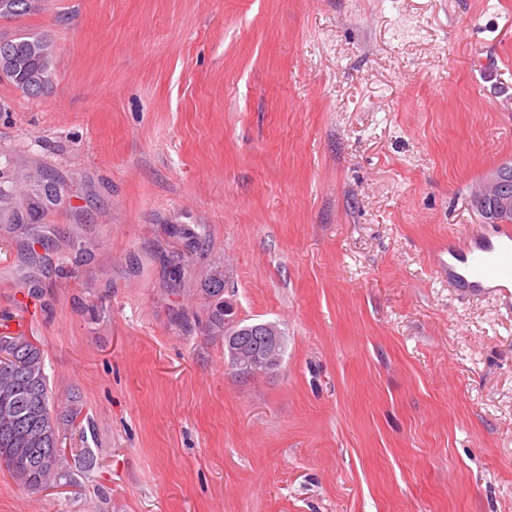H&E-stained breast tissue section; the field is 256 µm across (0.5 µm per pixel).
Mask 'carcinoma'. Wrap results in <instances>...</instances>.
<instances>
[{
    "label": "carcinoma",
    "instance_id": "1",
    "mask_svg": "<svg viewBox=\"0 0 512 512\" xmlns=\"http://www.w3.org/2000/svg\"><path fill=\"white\" fill-rule=\"evenodd\" d=\"M42 0H0V17L36 13ZM11 58L0 57V66L12 71L6 81L23 93L42 95L52 85L53 45L45 36L20 33ZM39 87L38 92L32 88ZM14 186L0 177V211L18 215ZM185 252L177 256L174 275H181L187 255L200 245L199 234L189 227L177 229ZM51 393L42 349L24 336H0V460L12 477L33 492L71 482L62 440L80 414L72 403L50 408Z\"/></svg>",
    "mask_w": 512,
    "mask_h": 512
}]
</instances>
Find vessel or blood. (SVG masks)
I'll use <instances>...</instances> for the list:
<instances>
[{"label": "vessel or blood", "instance_id": "obj_1", "mask_svg": "<svg viewBox=\"0 0 512 512\" xmlns=\"http://www.w3.org/2000/svg\"><path fill=\"white\" fill-rule=\"evenodd\" d=\"M448 279L473 296L512 295V225H496L464 248L449 247Z\"/></svg>", "mask_w": 512, "mask_h": 512}]
</instances>
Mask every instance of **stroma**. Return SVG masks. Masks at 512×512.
<instances>
[{"instance_id": "1", "label": "stroma", "mask_w": 512, "mask_h": 512, "mask_svg": "<svg viewBox=\"0 0 512 512\" xmlns=\"http://www.w3.org/2000/svg\"><path fill=\"white\" fill-rule=\"evenodd\" d=\"M52 86L0 82V335L44 352L64 448L0 512H512V301L436 254L512 162V0H45ZM203 236L181 278L176 228ZM286 336L245 380L208 316Z\"/></svg>"}]
</instances>
